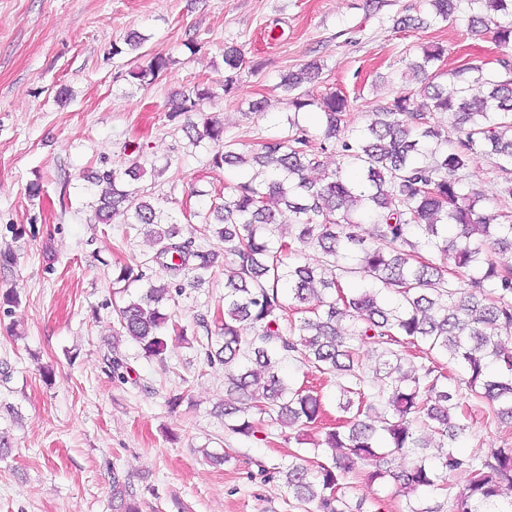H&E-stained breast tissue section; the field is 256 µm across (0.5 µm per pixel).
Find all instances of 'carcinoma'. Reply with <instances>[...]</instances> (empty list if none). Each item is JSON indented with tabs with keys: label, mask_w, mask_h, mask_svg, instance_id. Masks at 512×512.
<instances>
[{
	"label": "carcinoma",
	"mask_w": 512,
	"mask_h": 512,
	"mask_svg": "<svg viewBox=\"0 0 512 512\" xmlns=\"http://www.w3.org/2000/svg\"><path fill=\"white\" fill-rule=\"evenodd\" d=\"M423 8L398 24L429 28L465 13L471 35L492 34L497 66L468 63L444 71L445 49L428 46L394 74L421 79V99L393 96L368 113L357 133L347 126L344 94H312L320 75L315 63L282 78L294 109L288 130L245 149L225 140L222 120L204 114L215 98L207 82L171 97L169 120L200 118L201 125L191 128L197 141L211 144L210 170L258 166L266 175L241 179L222 202L191 213L201 221L200 235L218 238L224 250L182 238L170 210L122 187V176L138 179L139 164L92 176L99 188L95 219L137 226L153 244L150 258L119 268L115 282L127 289L145 281L147 287L113 305L114 336L135 341L147 359L163 360L169 333L186 336L174 314L182 279L191 273L201 282L222 270V318L213 327L200 314L195 328L207 362L224 366V387L240 395L222 409L230 432L253 436L256 414L299 432L321 421V394L281 373L288 358L337 378L340 411L350 412L358 398L356 413L314 443L331 450V461L314 464L295 455L266 469L284 478L303 512H356L346 491L351 473H363L370 486L391 479L410 499L443 488L459 471L469 474V482L454 496L453 512H479L480 506L512 512V499H502L503 489L512 488V446L482 455L462 450L469 427L455 415L465 393L482 407L487 424L512 422V346L498 336L501 326H512V263L491 258L493 251L512 253V211L465 189L472 167L488 158L495 161L501 198L512 200V0H423ZM145 41L132 32L113 54L129 56L135 64L129 75L150 84L171 59L155 54L137 64ZM223 60L228 97L244 69L242 48L224 46ZM446 77L451 91L440 83ZM313 108L321 116L319 137L299 120ZM436 112L448 113L451 131L432 122ZM327 154L336 155V168L322 179L309 178V171L324 167ZM279 204L288 211L286 222L279 219ZM364 218L376 225L372 241L358 232ZM309 245L321 253L318 265L285 262ZM151 263L164 273L160 284L146 273ZM358 279L366 287L344 292L345 283ZM290 301L302 316L285 327ZM345 319L351 327L342 325ZM356 342L387 356L371 376L355 361ZM411 348L460 367L458 386L449 387L434 362L415 363ZM109 367L112 379L128 381V363L115 346ZM431 446L436 453L423 454ZM112 510L140 512L117 473Z\"/></svg>",
	"instance_id": "obj_1"
}]
</instances>
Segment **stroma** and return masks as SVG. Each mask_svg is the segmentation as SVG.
<instances>
[{
    "instance_id": "stroma-1",
    "label": "stroma",
    "mask_w": 512,
    "mask_h": 512,
    "mask_svg": "<svg viewBox=\"0 0 512 512\" xmlns=\"http://www.w3.org/2000/svg\"><path fill=\"white\" fill-rule=\"evenodd\" d=\"M420 0H0V292L17 289L12 312L0 308V512H112V474L126 476L141 512H299L288 487L263 479L261 467L297 451L279 429L243 438L218 414L224 369L195 345L167 339L164 360L149 361L131 340L113 344L117 265L150 253L145 234L120 221H94L97 168L138 162L131 187L180 215L182 237L195 236L188 211L207 208L240 179L235 168L211 171L208 143L193 146L186 119L169 121V97L202 78H224V47L241 46L247 69L232 97L206 105L226 137L252 142L287 126L288 71L318 62L312 91L335 88L352 102L349 126H365L375 105L417 82H389L421 45L446 48L443 66L494 67L490 36H471L466 20L402 29ZM146 35L145 53L171 56L149 85L130 77L112 53L130 32ZM67 87L69 99L57 91ZM267 98L266 115L252 102ZM40 183V196L28 193ZM224 304V279L188 283L178 320ZM125 356L131 379L114 381L107 358ZM464 448L483 454L512 445V426L469 420ZM230 451L215 465L205 452ZM362 512H407L393 485L350 479Z\"/></svg>"
}]
</instances>
